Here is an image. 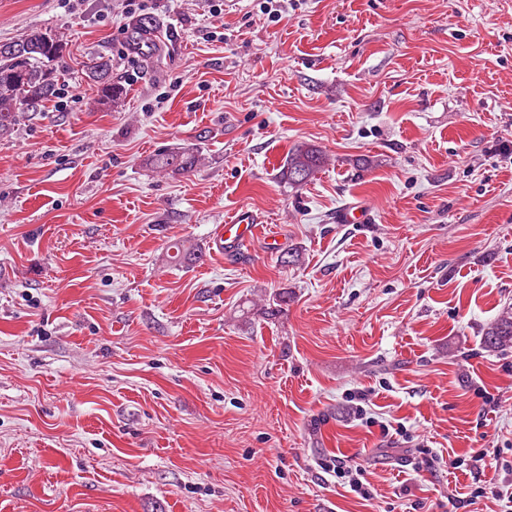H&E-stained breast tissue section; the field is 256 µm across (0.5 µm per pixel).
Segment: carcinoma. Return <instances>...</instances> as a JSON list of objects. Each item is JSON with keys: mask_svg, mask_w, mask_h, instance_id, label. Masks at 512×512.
Masks as SVG:
<instances>
[{"mask_svg": "<svg viewBox=\"0 0 512 512\" xmlns=\"http://www.w3.org/2000/svg\"><path fill=\"white\" fill-rule=\"evenodd\" d=\"M156 28V21L143 17L133 22L130 42L138 47L147 43ZM0 50V137L9 135L20 112H37L56 94L60 72L58 63L64 56V45L57 35L34 30L21 39L5 43ZM112 60L101 57L87 67V78L98 86L97 104L110 107L122 95L112 79ZM202 160L196 147H177L155 154L153 169L165 173L188 172ZM326 157L315 145L301 142L294 145L280 165V177L288 186L300 188L310 182L324 167ZM196 256L195 249L177 241L167 253L169 263L181 264ZM482 344L489 351L512 347V314L507 313L485 328Z\"/></svg>", "mask_w": 512, "mask_h": 512, "instance_id": "1", "label": "carcinoma"}]
</instances>
